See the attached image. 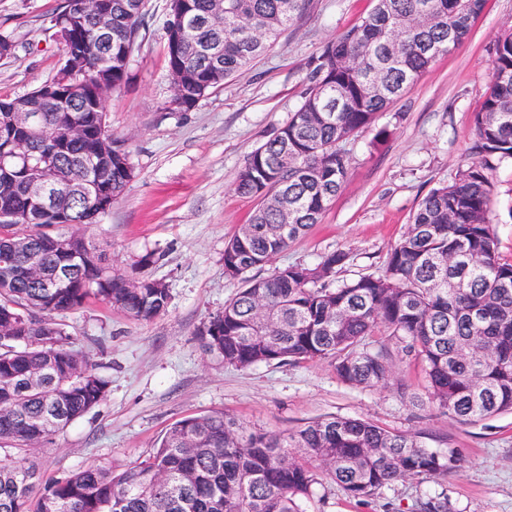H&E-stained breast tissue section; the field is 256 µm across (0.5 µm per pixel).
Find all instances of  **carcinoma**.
Segmentation results:
<instances>
[{
  "label": "carcinoma",
  "instance_id": "obj_1",
  "mask_svg": "<svg viewBox=\"0 0 512 512\" xmlns=\"http://www.w3.org/2000/svg\"><path fill=\"white\" fill-rule=\"evenodd\" d=\"M63 0L53 20L75 35V80L59 70L54 91L40 86L0 99V123L11 108L38 114L33 152L9 179L0 203L32 222L0 223V442L15 448L48 440L103 401L109 380L76 349L64 318L90 300L137 320L169 307L168 286L109 268L103 246L70 234L58 221L97 224L88 168L102 149L107 91L129 79V49L140 47L144 0H112V31L102 36L94 14L73 13ZM487 0H374L356 24L313 58L306 88L288 121L255 148L234 189L258 205L224 243V276L242 287L201 331L206 352L227 366L331 359L356 387L381 388L393 378L389 345L419 362L428 403L461 424L512 411V262L502 257L490 223L491 173L512 160V30L491 49V87L474 114L472 160L450 183L433 188L387 254L381 271L336 284L350 261L344 250L313 265L250 275L285 252L322 215L345 183V143L375 127L380 113L405 95L462 43ZM306 0H170L165 58L171 104L186 112L209 92L266 54ZM74 124L83 135L57 158L56 208L28 201L22 185L42 176L41 158L55 153ZM135 177L125 142L95 174L119 198ZM71 239L70 251L49 238ZM32 261L47 281L16 275ZM460 469L453 450H430L417 436L359 418L330 416L295 431L251 432L222 412L173 423L141 461L116 472L91 465L52 479L36 465L0 459V512H304L320 477L357 504L394 483ZM418 512H448L445 492Z\"/></svg>",
  "mask_w": 512,
  "mask_h": 512
}]
</instances>
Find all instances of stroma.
I'll return each mask as SVG.
<instances>
[{"instance_id": "1", "label": "stroma", "mask_w": 512, "mask_h": 512, "mask_svg": "<svg viewBox=\"0 0 512 512\" xmlns=\"http://www.w3.org/2000/svg\"><path fill=\"white\" fill-rule=\"evenodd\" d=\"M63 0H0V35L15 45L0 60V99L15 98L51 80L61 46L51 19ZM373 0H307L277 44L244 74L203 97L187 112L169 109L172 90L164 56L169 0H147L143 42L130 63V81L108 97V124L125 140L135 177L100 223L73 232L106 247L113 268L165 282L167 311L135 320L97 301L65 318L77 349L110 381L107 397L49 443L1 457L36 461L44 477L93 464L122 470L151 451L182 418L222 412L249 430L281 435L328 416L360 417L392 431L419 435L426 447L458 451L460 471L396 483L369 504L350 502L330 479L314 488L308 512H413L434 493L448 494V512H512V413L462 425L424 397V373L396 361L392 387L342 382L333 362L260 364L237 369L208 354L199 336L240 284L224 276V242L247 223L254 199L233 183L248 154L301 102L310 61L337 34L358 22ZM512 29V0H487L471 32L387 112L373 132L350 140L348 178L319 224L259 277L289 264H313L342 249L350 261L337 275L349 280L379 271L431 189L452 181L471 157L473 115L491 86L490 48ZM489 214L502 256L512 259V163L492 173ZM154 254L156 261L140 266ZM407 394L399 396L396 385Z\"/></svg>"}]
</instances>
